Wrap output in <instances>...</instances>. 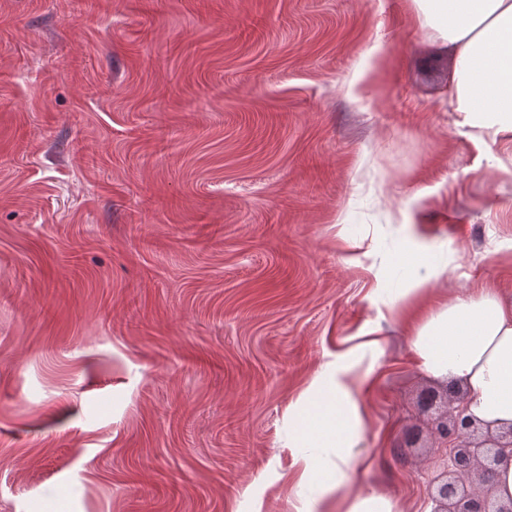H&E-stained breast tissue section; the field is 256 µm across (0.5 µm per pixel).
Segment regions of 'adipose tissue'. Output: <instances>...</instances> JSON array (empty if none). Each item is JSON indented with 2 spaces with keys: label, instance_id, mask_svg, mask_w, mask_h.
<instances>
[{
  "label": "adipose tissue",
  "instance_id": "1",
  "mask_svg": "<svg viewBox=\"0 0 512 512\" xmlns=\"http://www.w3.org/2000/svg\"><path fill=\"white\" fill-rule=\"evenodd\" d=\"M420 26L454 48L448 101L462 126L494 142L512 134V0H411ZM387 316L409 325L410 350L429 377L459 386L470 414L492 430L512 427V298L490 288L431 298L453 270L448 256L404 264ZM324 363L288 405V445L298 451L299 487L319 484L299 512H401L364 486L371 415L364 399L382 345L373 331Z\"/></svg>",
  "mask_w": 512,
  "mask_h": 512
}]
</instances>
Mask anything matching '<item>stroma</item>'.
Masks as SVG:
<instances>
[{
  "instance_id": "stroma-1",
  "label": "stroma",
  "mask_w": 512,
  "mask_h": 512,
  "mask_svg": "<svg viewBox=\"0 0 512 512\" xmlns=\"http://www.w3.org/2000/svg\"><path fill=\"white\" fill-rule=\"evenodd\" d=\"M453 67L410 0H0V512H297L288 405L366 325L364 483L430 512L374 290L448 253L434 294L512 296V142Z\"/></svg>"
}]
</instances>
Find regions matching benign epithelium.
Segmentation results:
<instances>
[{
  "instance_id": "obj_1",
  "label": "benign epithelium",
  "mask_w": 512,
  "mask_h": 512,
  "mask_svg": "<svg viewBox=\"0 0 512 512\" xmlns=\"http://www.w3.org/2000/svg\"><path fill=\"white\" fill-rule=\"evenodd\" d=\"M432 432L448 459L446 479L431 493L433 512H512V502L497 504L485 492L468 488L474 480L492 488L495 464L512 455V429L500 435L480 431L467 414L464 395L450 385L446 411L433 419Z\"/></svg>"
}]
</instances>
